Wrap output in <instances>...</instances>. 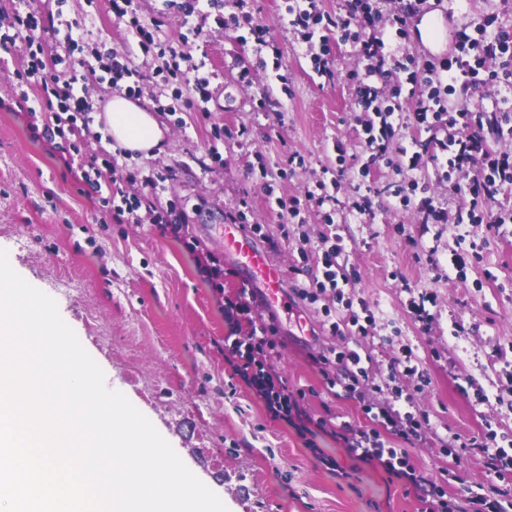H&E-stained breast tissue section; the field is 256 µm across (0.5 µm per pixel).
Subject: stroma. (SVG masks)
<instances>
[{"instance_id": "1", "label": "stroma", "mask_w": 512, "mask_h": 512, "mask_svg": "<svg viewBox=\"0 0 512 512\" xmlns=\"http://www.w3.org/2000/svg\"><path fill=\"white\" fill-rule=\"evenodd\" d=\"M249 10L269 25L282 52V80L239 71L253 47L213 18H196L201 35L185 53L205 59L211 74V122L197 120L191 83L165 81L157 51H143L125 22L88 0H64L66 19L91 33L100 51L125 49L148 74L138 101L152 107L158 95L179 94L182 117L160 116L168 136L165 152L132 154L128 170L168 176L165 199L185 214L189 233L224 260V292L235 295L246 278L224 254L227 216L247 200L246 224H258L262 249L275 262L299 263L295 243L280 235L281 217L268 198L301 195L323 174L336 177V215L304 214L311 240L340 235L347 266L360 281L345 289L354 310L373 324L359 339L345 325L340 335L321 328L318 305L295 301L293 312L253 305L258 320L275 318L280 330L273 363L290 386L306 391L317 419L356 429L373 425L366 406L412 412L423 428L410 444L413 464L439 480L450 503L486 488L485 457L465 447L468 439L490 448L512 447V224L488 229L469 225L465 241L453 224H426L413 210L393 205L400 175L385 164L369 166L362 151L361 112L347 75L361 68L355 50L334 47L337 76H318L299 43L281 0H250ZM496 14L512 28V0H466L443 15L446 27ZM27 60L23 44L0 46V249L29 284L55 299L65 322L98 363L110 389L123 393L171 444L185 465L223 501L228 512H416L413 487L375 463L359 460L330 436L318 450L297 432L271 420L262 403L232 379L224 359L228 326L191 257L149 224H101L62 161L32 138L12 100L15 73ZM270 100L253 107L254 96ZM230 128L222 161L206 150L212 125ZM346 147L337 160L335 142ZM303 166L283 172L286 152ZM265 162L266 177L251 171ZM369 188L373 215L349 218L358 188ZM464 255L450 265L452 253ZM431 295L427 321L415 319L413 298ZM325 346L357 348L369 378L362 395L330 393L310 360ZM332 457L329 470L324 457Z\"/></svg>"}]
</instances>
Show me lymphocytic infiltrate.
Returning <instances> with one entry per match:
<instances>
[{
  "label": "lymphocytic infiltrate",
  "mask_w": 512,
  "mask_h": 512,
  "mask_svg": "<svg viewBox=\"0 0 512 512\" xmlns=\"http://www.w3.org/2000/svg\"><path fill=\"white\" fill-rule=\"evenodd\" d=\"M424 0H404L389 18H382L374 7V0H352V11L358 14L357 25L333 18L325 13L320 0H284L285 13L300 40L306 45H318L319 51L311 57L318 75L333 77L332 41L351 45L365 60L363 70L353 72L351 80L355 97L363 111L374 113L375 121L362 126V148L369 163L388 161L389 142L396 126L412 120L417 128L436 137V152L432 157L434 168L448 193L460 199L456 213H448L434 197H417L420 188V155L399 147L395 164L403 180L395 192L398 205L415 209L425 222L444 224H480L500 226L512 223L511 210L491 211L489 205L503 185H512V153L496 150V142L512 139V30L499 24L495 15H487L476 24L462 27L453 53L442 59L417 62L412 57L398 56L387 49V41L408 38L409 20L415 16ZM228 14L215 16L217 25L238 30L248 28L258 45L272 49L271 57H257V68L279 72L281 54L275 51V40L269 28L256 21L245 9L246 0H227ZM107 9L119 18H127L130 31L143 49L158 48L160 55L168 56V71L173 78H191L195 110L202 119H210L208 107L212 99L210 75L205 61L193 60L184 51L173 47L165 37L159 17L149 19L138 15L134 0H107ZM65 40L69 50L86 51V58L63 63L54 50L48 48L43 33ZM29 44L28 64L17 72L15 93L27 102V125L41 131L52 150L63 156L77 190L98 204L104 223L154 224L161 235L180 241L192 256L202 279L212 288L228 333L224 338V355L244 385L262 402L268 416L292 424L300 436L319 434L339 435L348 451L359 459L378 463L392 477L414 487L417 491L419 512H448L449 503L435 482L422 475L410 462L407 449L387 446V438L410 440L417 435L421 423L414 415L383 413V430L352 431L350 426L335 428L327 422L314 419L305 406L306 392L289 387L275 371L271 358L276 348V323L255 322L248 300L249 288H239L235 297L224 294V266L219 257L201 247L189 236L183 214L177 213L174 203H163L166 190L161 176L146 178L148 194L129 196L117 184L121 171L119 153L100 149L96 154L82 153L78 141L84 128L93 118L87 101L88 77L109 82L127 94L139 93L148 76L135 65L128 52L115 49L101 53L91 49L82 33L60 14L47 15L20 12L19 9H0V44L16 42ZM497 61L499 69H491L489 61ZM404 74L409 91L394 87V95L408 93L414 102L411 113H403L399 104H384L379 100V84L390 82L397 74ZM503 85L504 92L491 112H452L448 95L462 94L488 84ZM469 169L471 180L454 181V172ZM322 253L319 267L308 266L307 249H300L301 265L293 267L297 279L293 294L303 301L325 300L328 304L343 301L344 287H352L359 280L357 271L340 264L344 251L339 237L320 239ZM312 362L327 389L343 388L356 392L368 373L362 365L360 353L352 348L341 351L326 348L313 355Z\"/></svg>",
  "instance_id": "lymphocytic-infiltrate-1"
}]
</instances>
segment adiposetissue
I'll use <instances>...</instances> for the list:
<instances>
[{"label": "adipose tissue", "instance_id": "adipose-tissue-1", "mask_svg": "<svg viewBox=\"0 0 512 512\" xmlns=\"http://www.w3.org/2000/svg\"><path fill=\"white\" fill-rule=\"evenodd\" d=\"M105 124L113 141L133 152L165 150L166 133L153 112L122 94H114L107 101Z\"/></svg>", "mask_w": 512, "mask_h": 512}]
</instances>
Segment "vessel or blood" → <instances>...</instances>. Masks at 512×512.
Wrapping results in <instances>:
<instances>
[{
	"instance_id": "1",
	"label": "vessel or blood",
	"mask_w": 512,
	"mask_h": 512,
	"mask_svg": "<svg viewBox=\"0 0 512 512\" xmlns=\"http://www.w3.org/2000/svg\"><path fill=\"white\" fill-rule=\"evenodd\" d=\"M224 249L247 278L262 287L267 303L283 308L288 306L289 300L283 291V268L274 263L238 225H225Z\"/></svg>"
}]
</instances>
